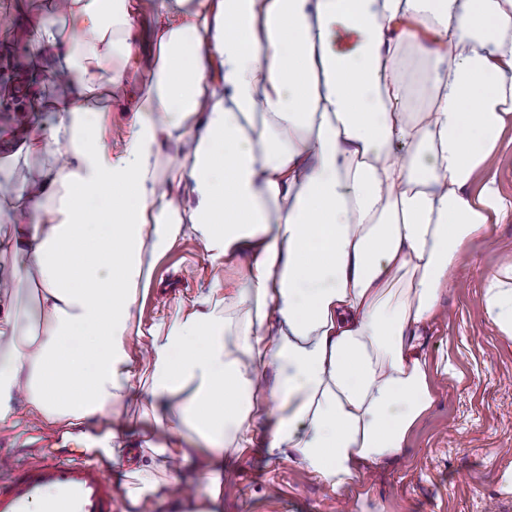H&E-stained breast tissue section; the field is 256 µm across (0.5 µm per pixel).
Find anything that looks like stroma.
<instances>
[{"label":"stroma","mask_w":512,"mask_h":512,"mask_svg":"<svg viewBox=\"0 0 512 512\" xmlns=\"http://www.w3.org/2000/svg\"><path fill=\"white\" fill-rule=\"evenodd\" d=\"M512 253V219L474 240L451 268L441 301L447 319L432 323L424 352L430 363L447 362L432 375L434 402L405 448L366 479L368 512H512V494L501 485L512 471V337L487 317L485 280ZM242 263L214 268L196 241L184 237L160 254L151 286L134 313L142 329L190 310L213 281L239 284ZM144 394L133 387L118 417L94 416L82 425L23 421L0 428V451L24 464L33 453L72 459L86 455L88 440L112 424L125 427L132 444L165 435L141 417ZM237 478L224 487L223 512H344L342 496L325 491L300 465L272 460L259 449L229 457Z\"/></svg>","instance_id":"1"}]
</instances>
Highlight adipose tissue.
<instances>
[{"label": "adipose tissue", "mask_w": 512, "mask_h": 512, "mask_svg": "<svg viewBox=\"0 0 512 512\" xmlns=\"http://www.w3.org/2000/svg\"><path fill=\"white\" fill-rule=\"evenodd\" d=\"M151 49L136 29L143 5ZM25 27L53 88H21L12 162L43 157L0 222V278L33 283L38 322L0 304V425L111 414L140 381L166 443L145 442L118 512L152 499L219 512L225 456L261 447L364 505L365 475L431 408L428 325L449 270L512 218L490 169L512 128V0H54ZM120 145L107 124L130 70ZM213 265L248 255L149 330L136 378L133 312L155 257L182 237ZM512 335V256L482 295ZM274 365L273 379L261 370ZM270 419L263 439L253 424ZM203 447L188 448V435ZM197 461L205 500L177 475Z\"/></svg>", "instance_id": "obj_1"}]
</instances>
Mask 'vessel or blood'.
I'll return each instance as SVG.
<instances>
[{
	"instance_id": "obj_1",
	"label": "vessel or blood",
	"mask_w": 512,
	"mask_h": 512,
	"mask_svg": "<svg viewBox=\"0 0 512 512\" xmlns=\"http://www.w3.org/2000/svg\"><path fill=\"white\" fill-rule=\"evenodd\" d=\"M0 483V512H115L119 492L88 458L33 456Z\"/></svg>"
}]
</instances>
